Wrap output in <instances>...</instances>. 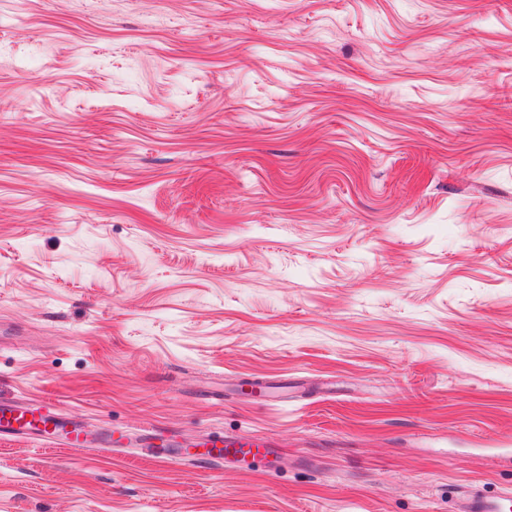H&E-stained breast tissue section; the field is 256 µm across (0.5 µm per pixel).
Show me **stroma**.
<instances>
[{
  "mask_svg": "<svg viewBox=\"0 0 512 512\" xmlns=\"http://www.w3.org/2000/svg\"><path fill=\"white\" fill-rule=\"evenodd\" d=\"M0 398L88 438H0V512L512 489V0H0ZM238 392L248 396L253 402L264 405L267 402H273L279 396L280 391L267 383L254 379L242 381ZM253 448H255V452ZM260 448L264 449L262 454ZM270 448H272L271 442L262 437L242 440L236 437L224 436L210 442L205 459L213 462L224 461V463L235 465L247 463L249 458L254 459L261 454L267 464L274 468L278 460Z\"/></svg>",
  "mask_w": 512,
  "mask_h": 512,
  "instance_id": "stroma-1",
  "label": "stroma"
}]
</instances>
